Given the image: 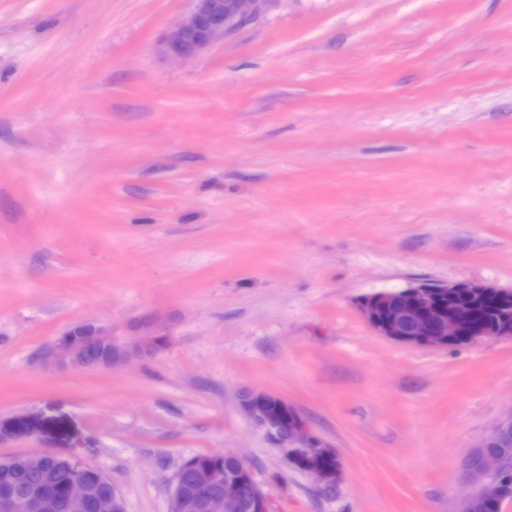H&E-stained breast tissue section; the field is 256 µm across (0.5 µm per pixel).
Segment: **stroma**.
<instances>
[{
	"label": "stroma",
	"mask_w": 512,
	"mask_h": 512,
	"mask_svg": "<svg viewBox=\"0 0 512 512\" xmlns=\"http://www.w3.org/2000/svg\"><path fill=\"white\" fill-rule=\"evenodd\" d=\"M191 0H0V424L168 512L193 455H238L268 512H456L512 412V341L379 336L362 296L512 291V0H280L192 61ZM167 320L111 370L72 327ZM285 399L333 448V498L239 409ZM82 333L72 336L71 329L59 336L45 359L60 368L69 369H112L125 363L133 356L146 354L145 347L155 337L166 338L167 325L157 318H147L138 325V336L126 343L112 340V329L108 326L87 322L78 325ZM93 349L102 350L93 356Z\"/></svg>",
	"instance_id": "1"
}]
</instances>
